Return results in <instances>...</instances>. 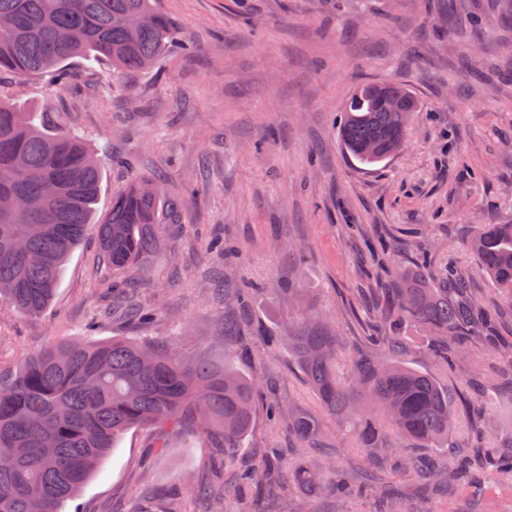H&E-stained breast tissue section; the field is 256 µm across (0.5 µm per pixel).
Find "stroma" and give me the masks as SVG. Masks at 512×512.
Segmentation results:
<instances>
[{
  "label": "stroma",
  "mask_w": 512,
  "mask_h": 512,
  "mask_svg": "<svg viewBox=\"0 0 512 512\" xmlns=\"http://www.w3.org/2000/svg\"><path fill=\"white\" fill-rule=\"evenodd\" d=\"M497 0H453L479 17L451 25L440 0H157L191 43L147 73L103 61L72 64L69 84L51 104L52 126L78 131L103 169L99 212L142 176L185 200L183 221L162 255L114 272L95 237L61 269L52 305L39 317L0 309V371L62 338L138 336L170 341L187 356L224 359V292L251 283L242 350L234 366L269 398L321 415L332 439L296 448L285 425L256 411L245 466L282 450L316 469L375 467L338 419L322 415L286 347L264 345L297 312L281 294L292 282L315 297L348 344L377 334L375 277L381 266L411 265L416 246L435 267L462 273L472 293L502 305L465 241L478 224H512V23ZM405 84L420 103L405 149L365 167L336 134L355 85ZM382 234L395 256L369 254ZM238 252L232 264L209 250L211 238ZM153 310L130 324L115 310L113 282ZM400 361L433 376L453 400L479 395L495 414L484 427L496 447L512 445V394L499 391V361L485 354L480 389L430 355L427 333L405 330ZM164 454H156L157 445ZM224 439L186 424L156 425L119 438L65 512H226L232 470H218ZM408 512H512V484L489 476L481 492L425 499L397 471ZM273 512H370L368 499L339 501L280 484Z\"/></svg>",
  "instance_id": "obj_1"
}]
</instances>
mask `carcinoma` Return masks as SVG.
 <instances>
[{
  "instance_id": "obj_1",
  "label": "carcinoma",
  "mask_w": 512,
  "mask_h": 512,
  "mask_svg": "<svg viewBox=\"0 0 512 512\" xmlns=\"http://www.w3.org/2000/svg\"><path fill=\"white\" fill-rule=\"evenodd\" d=\"M181 36L155 0H0V73L19 79L49 74L46 96L69 79V66L101 59L125 72L152 70L180 44ZM417 100L405 89L365 82L355 87L340 115L346 152L364 166L397 154ZM39 171L56 190L44 195L23 182ZM102 170L94 153L74 134L53 131L35 112L0 100V306L30 316L41 314L54 298L66 259L96 230L98 247L114 270L148 262L162 250L172 229L164 215L179 216L182 203L165 196L148 176L134 180L112 198L109 212L96 218ZM467 246L479 268L512 303V224H480ZM400 268L383 281L384 335L368 336L355 350L348 382L338 376L344 350L335 327L307 299L299 317L288 322L271 344L286 343L288 355L305 376L322 411L344 417L359 447H387L386 430L422 448H442L457 420V405L432 377L396 362L405 349V324L424 328L430 351L452 369L468 363L478 373L481 360L470 345L494 312L466 288L462 276ZM250 288H239L235 311L224 319V335H240L238 313L247 308ZM200 358L188 364L173 345L110 341H60L19 362L9 377L0 375V512H63L128 429L165 424L173 429L187 417L224 434V466L234 464L246 445L256 409L254 384L227 362ZM272 421L285 420L299 442L318 446L323 425L304 412H284L265 400ZM474 444L444 459L403 452L395 464L420 488L454 495L478 488L489 468L512 479V450L487 446L473 429ZM284 464L277 453L237 473L235 493L258 512L260 493ZM296 487L329 490L346 498L368 489L373 512H402L404 497L384 473L362 480L353 471L329 476L301 460L288 466Z\"/></svg>"
}]
</instances>
